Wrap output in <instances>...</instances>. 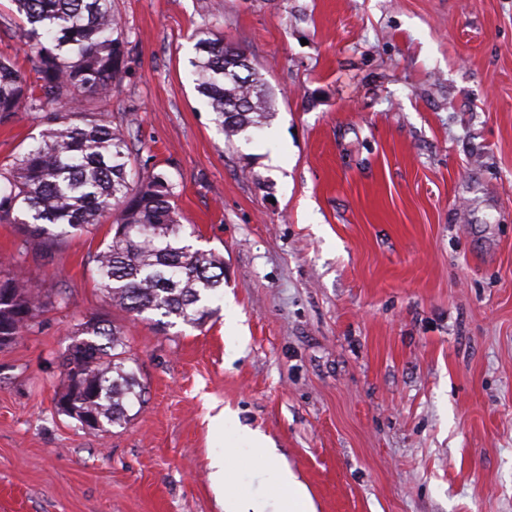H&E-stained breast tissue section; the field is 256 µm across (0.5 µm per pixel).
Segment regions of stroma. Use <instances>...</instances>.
<instances>
[{
	"mask_svg": "<svg viewBox=\"0 0 512 512\" xmlns=\"http://www.w3.org/2000/svg\"><path fill=\"white\" fill-rule=\"evenodd\" d=\"M134 46L105 104L224 259L200 326L112 306L91 253L0 220L51 297L0 348V512H224L219 412L260 431L316 512H512V0H112ZM244 47L270 121L218 131L192 35ZM0 56L32 72L15 7ZM43 113L0 123V164ZM126 336L144 388L91 434L57 408L77 323Z\"/></svg>",
	"mask_w": 512,
	"mask_h": 512,
	"instance_id": "stroma-1",
	"label": "stroma"
}]
</instances>
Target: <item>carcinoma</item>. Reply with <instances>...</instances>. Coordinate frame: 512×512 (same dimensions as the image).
Masks as SVG:
<instances>
[{
	"label": "carcinoma",
	"mask_w": 512,
	"mask_h": 512,
	"mask_svg": "<svg viewBox=\"0 0 512 512\" xmlns=\"http://www.w3.org/2000/svg\"><path fill=\"white\" fill-rule=\"evenodd\" d=\"M19 37L36 53L35 80L18 63L0 57V121L16 112L49 106L37 143L0 172V217L17 214L21 234L53 246L64 237L111 221L112 236L91 257L112 305L141 315L157 312L167 325H199L211 313L208 299L224 286V260L189 244L175 205V184L163 172H133L124 130L106 112H66L63 104L82 92L103 102L128 71L130 42L112 0H11ZM191 61L196 91L228 138L259 126L270 114L265 79L246 53L210 31H197ZM46 301L11 264L0 262V347L32 326ZM63 358L64 396L59 407L81 419L86 414L106 432L127 418L136 391L135 372L126 370L123 332L91 318L77 324Z\"/></svg>",
	"instance_id": "carcinoma-1"
}]
</instances>
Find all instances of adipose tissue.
I'll use <instances>...</instances> for the list:
<instances>
[{"instance_id":"ef3b65f1","label":"adipose tissue","mask_w":512,"mask_h":512,"mask_svg":"<svg viewBox=\"0 0 512 512\" xmlns=\"http://www.w3.org/2000/svg\"><path fill=\"white\" fill-rule=\"evenodd\" d=\"M235 421L234 414L221 413L215 419V430L223 435L226 444L245 445L242 467L263 471L271 492L267 495L245 494L240 479L241 468L233 466L229 454L212 455V481L223 494L224 512H315L307 488L287 463L273 459L265 437L257 431L236 430Z\"/></svg>"}]
</instances>
